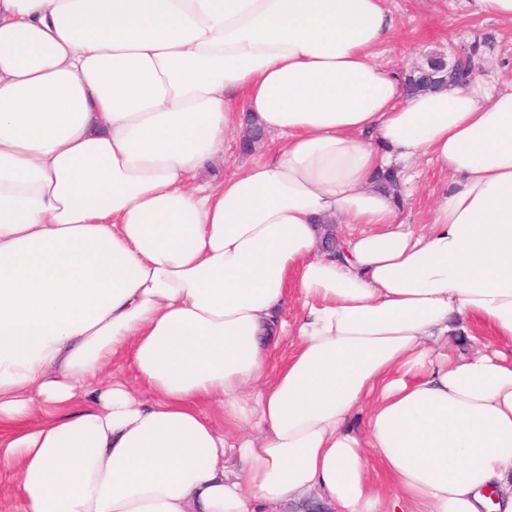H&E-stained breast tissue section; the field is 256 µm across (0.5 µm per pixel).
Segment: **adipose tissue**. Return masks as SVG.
<instances>
[{
  "label": "adipose tissue",
  "instance_id": "adipose-tissue-1",
  "mask_svg": "<svg viewBox=\"0 0 512 512\" xmlns=\"http://www.w3.org/2000/svg\"><path fill=\"white\" fill-rule=\"evenodd\" d=\"M396 28L383 0H0L23 512H512V86L407 95ZM248 118L275 151L198 182ZM422 158L450 180L418 234L374 176ZM467 322L491 343L432 357Z\"/></svg>",
  "mask_w": 512,
  "mask_h": 512
}]
</instances>
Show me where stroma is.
<instances>
[{"label": "stroma", "instance_id": "stroma-1", "mask_svg": "<svg viewBox=\"0 0 512 512\" xmlns=\"http://www.w3.org/2000/svg\"><path fill=\"white\" fill-rule=\"evenodd\" d=\"M385 6L399 26L381 49L378 61L384 68L400 73L435 53L444 54L450 62L461 47L487 36L491 42L483 49L481 76L504 87L512 86V23L471 15L466 0H385ZM406 174L401 218L411 229L420 231L427 226L448 178L423 160Z\"/></svg>", "mask_w": 512, "mask_h": 512}]
</instances>
